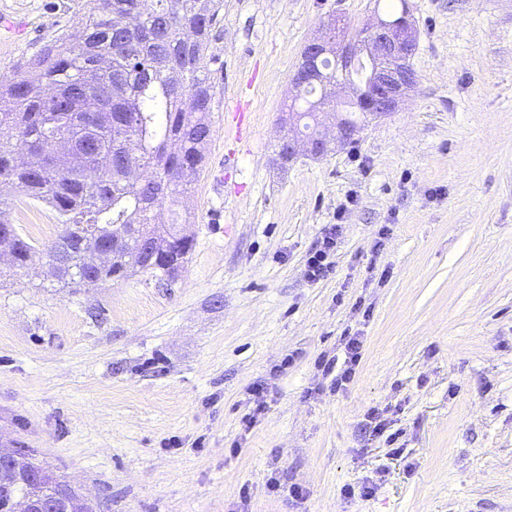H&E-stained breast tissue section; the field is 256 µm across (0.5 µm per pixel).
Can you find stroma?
I'll return each mask as SVG.
<instances>
[{
    "mask_svg": "<svg viewBox=\"0 0 512 512\" xmlns=\"http://www.w3.org/2000/svg\"><path fill=\"white\" fill-rule=\"evenodd\" d=\"M70 3L0 0L19 26L0 82L52 31L80 38ZM408 3L415 90L356 142L284 167L304 45L377 2L224 0L206 160L178 207L195 246L170 285L49 281L55 212L0 188L37 246L0 269V445L36 449L95 512H512V0ZM336 222L333 271L310 280ZM348 333L362 359L333 394L315 360ZM374 409L395 445L365 432ZM366 478L374 495H343Z\"/></svg>",
    "mask_w": 512,
    "mask_h": 512,
    "instance_id": "1",
    "label": "stroma"
}]
</instances>
